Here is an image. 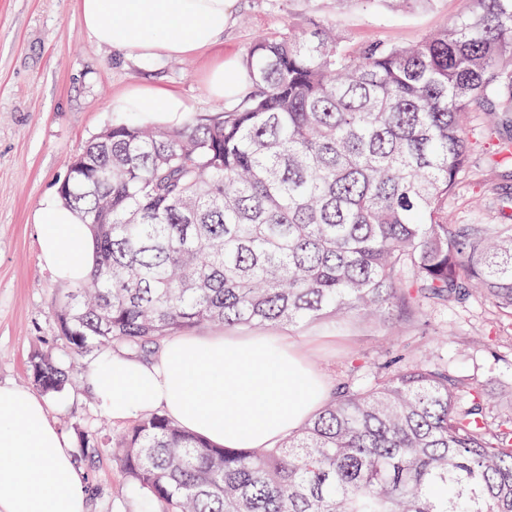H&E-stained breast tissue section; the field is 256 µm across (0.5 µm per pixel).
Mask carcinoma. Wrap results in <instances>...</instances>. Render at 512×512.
I'll use <instances>...</instances> for the list:
<instances>
[{"label": "carcinoma", "instance_id": "obj_1", "mask_svg": "<svg viewBox=\"0 0 512 512\" xmlns=\"http://www.w3.org/2000/svg\"><path fill=\"white\" fill-rule=\"evenodd\" d=\"M411 45L357 51L328 24L254 40L253 91L179 127L115 123L59 188L95 244L87 279L55 297L70 353L147 358L210 327L362 317L391 327L472 294L512 319V224H450L483 134L512 112V0H467ZM512 166V142L486 158ZM51 397L68 370L35 352ZM153 512H512V415L444 360L360 365L271 448L218 447L163 413L110 438Z\"/></svg>", "mask_w": 512, "mask_h": 512}]
</instances>
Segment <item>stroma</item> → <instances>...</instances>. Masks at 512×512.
<instances>
[{"label":"stroma","instance_id":"obj_1","mask_svg":"<svg viewBox=\"0 0 512 512\" xmlns=\"http://www.w3.org/2000/svg\"><path fill=\"white\" fill-rule=\"evenodd\" d=\"M466 5L422 0L400 9L390 0L364 7L350 0H237L223 43L194 56L143 63L97 43L81 25L80 0H0V384L28 386L29 356L51 353L73 365L74 385L49 401L50 417L72 447H79L80 432L108 437L125 427L88 395L89 360L71 361L58 333L53 299L68 287L41 267L32 221L39 202L58 193L71 159L92 137L114 123L142 120V113L116 108L125 91L170 89L190 102L192 115H204L220 103L207 87L210 68L223 57L242 58L257 36L318 21L334 26L353 50L367 42L409 44L449 23ZM495 141L482 139V156ZM482 156L448 202L454 223L512 222V169L488 168ZM291 336L309 349L312 368L331 386L350 376L351 355L381 364L399 352L411 359L447 357L468 383L484 385L499 402L512 400V321L477 297L427 312L395 331L353 318L340 327L308 325ZM81 472L95 489L89 512H144L111 456Z\"/></svg>","mask_w":512,"mask_h":512}]
</instances>
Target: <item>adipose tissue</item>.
Masks as SVG:
<instances>
[{"label":"adipose tissue","mask_w":512,"mask_h":512,"mask_svg":"<svg viewBox=\"0 0 512 512\" xmlns=\"http://www.w3.org/2000/svg\"><path fill=\"white\" fill-rule=\"evenodd\" d=\"M236 0H81L85 31L141 61L185 57L224 39ZM118 108L171 127L190 110L166 89L135 87ZM39 261L65 285L90 272L94 243L80 213L53 197L34 214ZM86 382L99 407L124 421L163 410L217 446L266 448L316 414L329 391L288 336H173L148 359L100 351ZM46 399L0 386V512H88L81 473Z\"/></svg>","instance_id":"adipose-tissue-1"}]
</instances>
